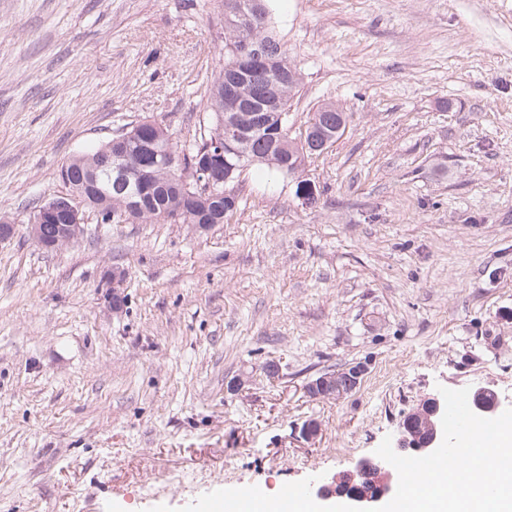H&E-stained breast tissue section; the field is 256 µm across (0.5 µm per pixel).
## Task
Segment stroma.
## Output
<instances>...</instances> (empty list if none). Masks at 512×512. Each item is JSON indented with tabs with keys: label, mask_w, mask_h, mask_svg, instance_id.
I'll return each instance as SVG.
<instances>
[{
	"label": "stroma",
	"mask_w": 512,
	"mask_h": 512,
	"mask_svg": "<svg viewBox=\"0 0 512 512\" xmlns=\"http://www.w3.org/2000/svg\"><path fill=\"white\" fill-rule=\"evenodd\" d=\"M270 9L302 76L290 136L321 104L348 116L305 162L315 204L254 166L207 230L92 217L47 251L29 219L67 158L146 118L193 143L224 6L0 0V512L274 494L375 457L439 387L488 382L512 408V0ZM356 362L350 395L307 393Z\"/></svg>",
	"instance_id": "1"
}]
</instances>
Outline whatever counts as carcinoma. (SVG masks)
I'll return each instance as SVG.
<instances>
[{
	"label": "carcinoma",
	"instance_id": "obj_1",
	"mask_svg": "<svg viewBox=\"0 0 512 512\" xmlns=\"http://www.w3.org/2000/svg\"><path fill=\"white\" fill-rule=\"evenodd\" d=\"M253 0H224V10L228 17L237 21L230 28L224 27V66L215 71L211 89L216 95L210 98L208 106L207 130L200 134L198 141L188 152L182 154V163L165 171L159 168L161 157L153 152H142L138 165L146 178L144 200L150 216L147 221L163 224H222L227 216L224 206V193H234V185L242 172L234 175V180L219 185L207 196L190 197L185 194L184 171L189 168V159L199 155L208 147L213 135L224 127L225 114L235 111L240 96L245 95L254 102V121L261 129L251 132L246 140L247 154L255 157L251 165L266 164L276 172L289 177L303 171L305 160L314 154L313 144L290 152L271 153L273 143L289 140L288 120L279 119V114L288 113L290 101L299 93L301 75L288 61V50L284 49L273 32L268 9L257 14L250 7ZM258 37L263 42L262 58L240 63L236 54L238 44L247 38ZM243 65L246 69L245 85L237 92L224 85V75L229 68ZM316 124L331 132L346 127L347 116L330 104H323L314 111ZM105 162L101 150L82 154L69 159L61 166L71 176L74 184L83 188L87 207L98 209L105 206L104 196L85 187L83 176Z\"/></svg>",
	"mask_w": 512,
	"mask_h": 512
}]
</instances>
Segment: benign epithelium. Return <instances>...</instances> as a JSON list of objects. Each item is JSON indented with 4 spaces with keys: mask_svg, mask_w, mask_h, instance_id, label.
Segmentation results:
<instances>
[{
    "mask_svg": "<svg viewBox=\"0 0 512 512\" xmlns=\"http://www.w3.org/2000/svg\"><path fill=\"white\" fill-rule=\"evenodd\" d=\"M250 115L238 112L233 117L224 120V130L214 136L209 142L211 154L224 160V167L228 175L242 168V161L246 157L243 151ZM144 128L162 129L164 124L156 119H148L135 125V130L129 134L123 133L107 145L109 150V164L103 175H93L90 185L99 189V181L115 184L117 189L128 192V198H135L138 193L131 190L135 179L130 155L126 144L135 139L141 150L157 152L156 142L142 133ZM184 179L193 180L199 192L208 193L213 190L214 179L212 170L205 165H196L190 168ZM85 202L81 196L69 192L47 199L34 211L29 220V232L33 240L46 249H58L77 239L84 231V224L88 217L84 209ZM136 212L145 213V210L136 205L122 204L114 209L108 207L98 212L102 223H123L133 219ZM54 226L51 237H44L45 225ZM367 374V364L360 362L342 369L336 376L322 375L307 386V392L315 397H342L354 391ZM471 410L484 418L497 416L500 399L494 386L490 383L478 385L469 393ZM443 416V396L430 395L410 413L399 425L393 449L403 455L413 451L423 455L433 452L441 443L443 432L441 419ZM369 475L373 478L371 485L373 493L355 494L345 501V504L359 508H375L389 502L394 496L398 486V474L393 466L387 462H375L371 459L358 460L353 470L346 475L349 482L356 483Z\"/></svg>",
    "mask_w": 512,
    "mask_h": 512,
    "instance_id": "obj_1",
    "label": "benign epithelium"
}]
</instances>
